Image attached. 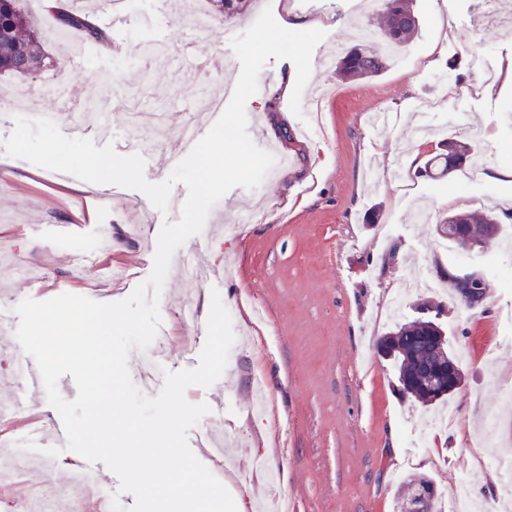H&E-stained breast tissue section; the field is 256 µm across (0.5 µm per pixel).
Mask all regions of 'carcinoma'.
Returning a JSON list of instances; mask_svg holds the SVG:
<instances>
[{
  "label": "carcinoma",
  "instance_id": "1",
  "mask_svg": "<svg viewBox=\"0 0 512 512\" xmlns=\"http://www.w3.org/2000/svg\"><path fill=\"white\" fill-rule=\"evenodd\" d=\"M214 10L229 18L242 15L248 9L249 0H210ZM59 31L81 34L82 40L97 45L110 43L106 30L98 26L89 10L76 11L61 3L54 14ZM370 26L379 32L378 40H363L351 48L337 65V75L342 79H374L382 75L389 66L391 54L379 47L383 41L393 48L406 45L418 32L420 23L412 0H384L382 11ZM45 60L44 47L37 20L22 6L21 0H0V73L15 77H27L39 72ZM469 157V149L454 138H448L443 152L426 162V168L438 174L451 175L462 170ZM502 228L497 218L488 214L452 212L436 232L452 245L465 238H475L478 251L488 252L490 242L498 238ZM448 288L461 296L469 289L475 303H481L486 295V275L480 267H471L465 272L450 268L443 273ZM440 307H435V316L421 317L407 322H398L379 347L390 357L397 373L399 391L412 396L420 405L429 407L443 404L460 387L450 370L459 369L458 361L448 346V336L438 322ZM433 478L424 473H411L404 479L397 506L399 512H411L408 505L411 493L416 488H432Z\"/></svg>",
  "mask_w": 512,
  "mask_h": 512
}]
</instances>
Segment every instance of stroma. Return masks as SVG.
I'll use <instances>...</instances> for the list:
<instances>
[{
	"label": "stroma",
	"instance_id": "obj_1",
	"mask_svg": "<svg viewBox=\"0 0 512 512\" xmlns=\"http://www.w3.org/2000/svg\"><path fill=\"white\" fill-rule=\"evenodd\" d=\"M354 0H320L311 11L308 0H255L251 12L228 19L214 13L208 0H137L149 20L112 31L123 42L117 55L76 36L60 37L54 19L36 8L48 57L37 77L0 75V87L34 89L35 116H49L68 131L74 118L56 109L53 89L68 81L72 93L87 100L96 118L86 119V136L96 146L137 140L147 153L165 152L188 117L172 111L177 101L202 103L224 83L236 82L240 68L204 77L180 66L182 41L195 37L201 53L228 52L230 41L245 31L264 8L278 24L292 30L322 29L326 38L314 57L310 86L330 89L319 111L295 117L286 83L295 67L287 60H268L271 80L246 105L251 139H271L293 166L264 179L253 190L228 192L209 212L202 231L174 254L160 302V329L176 334L186 324L180 311L191 308L207 318L212 292H219L235 335H247L253 348H231L222 377L210 388L189 387V403H208L206 415L189 432V444L202 463L206 430L219 424L228 432L231 455L244 462L266 456L256 435L279 428L286 452L275 458L282 491L299 512H395L400 481L407 474L431 475L437 490L453 495L460 475L474 493L497 507L501 486L497 472L485 465L494 446L512 445V408L499 405L502 384L512 381V346L501 345L512 332L504 317L512 310V228L496 240L495 256L486 266L487 298L469 308L448 290H422L389 312L391 296L402 281L427 262L429 272L464 262V253L441 247L435 226L449 211L483 212L512 209V181L492 180L493 172L512 170V27L476 25L479 0H413L420 17L418 33L397 53L386 72L370 80L337 78L332 61L353 44L349 35ZM164 47L148 74L131 63L141 46ZM81 50L84 60L74 72L63 59ZM494 71L490 85L477 82L473 52ZM446 100L445 109L426 112V105ZM389 110L392 123L379 131L372 125L377 109ZM464 113L465 129L453 118ZM318 125L319 139L299 132L302 122ZM291 139H284V131ZM468 143L482 158L479 177L469 186L457 178L435 179L419 169L440 153L444 139ZM188 196L174 184L167 210L154 207L141 192L115 185H94L75 177L56 179L50 170L0 150V313H11L23 299L46 301L63 293L115 302L145 282L153 257L141 254L137 240L156 241L164 222L179 220ZM261 210L263 221L246 216ZM69 224V240H57L52 229ZM108 238L116 252H131V277L123 290L108 284L81 287L88 273L77 254ZM192 260L211 272L209 283L183 281L182 262ZM443 304V322L464 380L449 400L457 422L447 434L431 431L427 411L396 390L395 374L377 351V342L395 320L416 317L419 300ZM161 370L197 366L179 342L159 355L131 350L128 368L138 378L148 358ZM268 384L266 416L246 417V397L253 375ZM500 415L495 432L485 421ZM76 454L61 449L57 457L33 454L34 469L12 470L15 494L0 495V512L32 500L39 481L56 480L63 494L50 512H79L83 489L72 486L67 467Z\"/></svg>",
	"mask_w": 512,
	"mask_h": 512
}]
</instances>
